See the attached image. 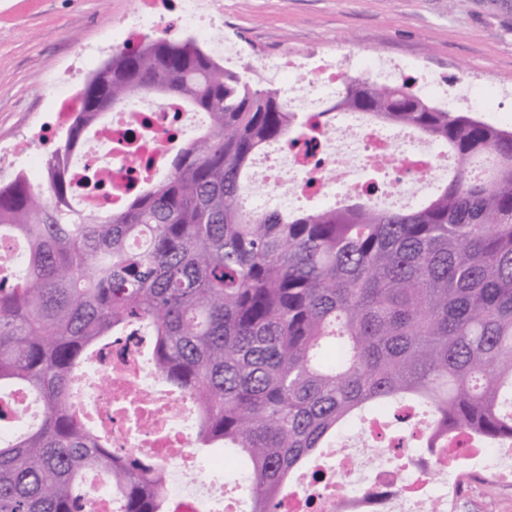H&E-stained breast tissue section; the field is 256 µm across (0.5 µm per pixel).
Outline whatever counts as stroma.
Returning a JSON list of instances; mask_svg holds the SVG:
<instances>
[{"mask_svg": "<svg viewBox=\"0 0 512 512\" xmlns=\"http://www.w3.org/2000/svg\"><path fill=\"white\" fill-rule=\"evenodd\" d=\"M134 0H0V145L37 140L56 125L54 78L87 51L112 56V28ZM224 40L237 70L263 81L259 61L285 51L312 57L408 58L421 72L486 92L512 88V0H224ZM454 512H512V487L467 476Z\"/></svg>", "mask_w": 512, "mask_h": 512, "instance_id": "35a3bbf8", "label": "stroma"}]
</instances>
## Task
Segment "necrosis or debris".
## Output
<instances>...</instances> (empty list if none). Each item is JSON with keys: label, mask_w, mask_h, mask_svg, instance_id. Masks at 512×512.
<instances>
[{"label": "necrosis or debris", "mask_w": 512, "mask_h": 512, "mask_svg": "<svg viewBox=\"0 0 512 512\" xmlns=\"http://www.w3.org/2000/svg\"><path fill=\"white\" fill-rule=\"evenodd\" d=\"M180 4L179 28L192 31L219 58L237 60V46L216 36L224 19L222 0H180ZM351 64L371 81L388 85L404 81L411 69L407 60L384 56L357 62L323 57L312 68L299 53L262 64L265 76L282 85L288 111L319 113L324 137L314 156L285 147L279 158L264 160L253 177L257 189L250 198L251 211L285 209L300 197L366 193L368 171L378 175L382 194L391 204L405 206L426 184L446 177L447 158L433 144L422 143L410 131L369 125L357 113L335 110ZM420 86L440 100L448 98L484 114L496 111L494 101L480 96L470 84L452 96L445 79L425 74ZM204 130L202 121L179 101L133 97L124 109L109 113L92 129L96 151L73 161L74 177L90 171L100 185L99 191L77 193L75 205L119 206L131 188L161 178L170 154ZM124 346V354L106 351L92 358L76 381V410L94 430L110 437L113 450L151 456L167 476L179 502L178 512H224L219 506L221 491L186 479L194 457L190 399L167 389L151 369L138 337L129 338ZM432 465L430 454L419 453L403 471L375 466L367 482L345 456L326 471L319 488L301 484L289 490L278 512H438L453 499L465 469L512 486V447L492 450L462 443L449 449L442 476L429 477Z\"/></svg>", "instance_id": "1"}]
</instances>
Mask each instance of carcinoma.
I'll return each instance as SVG.
<instances>
[{"mask_svg":"<svg viewBox=\"0 0 512 512\" xmlns=\"http://www.w3.org/2000/svg\"><path fill=\"white\" fill-rule=\"evenodd\" d=\"M107 70L81 90L43 186L22 171L0 181V237L27 251L0 278V393L43 405L39 424L0 436V512H83L89 471L106 474L118 512H174L155 461L114 452L72 403L90 356L137 322L158 376L198 408L196 447L246 460L247 512H277L318 449L387 412L439 455L460 433L512 445V129L350 76L336 107L444 146L448 183L412 209L357 196L251 215L253 156L313 143L311 117L191 36L146 35ZM135 94L181 100L210 129L154 186L86 214L69 158Z\"/></svg>","mask_w":512,"mask_h":512,"instance_id":"carcinoma-1","label":"carcinoma"}]
</instances>
